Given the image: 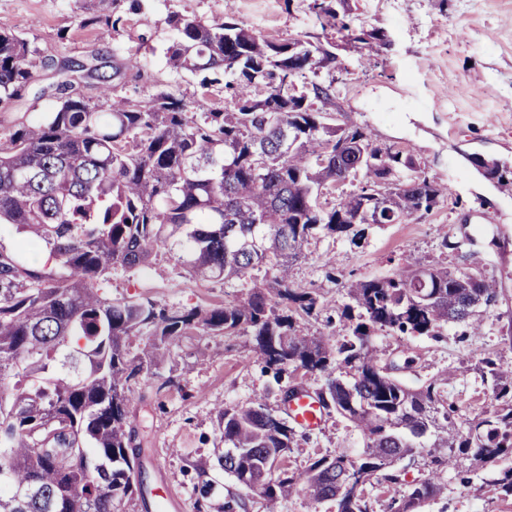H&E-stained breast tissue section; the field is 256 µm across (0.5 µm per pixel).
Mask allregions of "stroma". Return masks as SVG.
<instances>
[{"mask_svg": "<svg viewBox=\"0 0 512 512\" xmlns=\"http://www.w3.org/2000/svg\"><path fill=\"white\" fill-rule=\"evenodd\" d=\"M139 13L118 0L121 21L110 38L78 26L77 0H0V28L23 34L34 59L97 62L103 71L135 55L138 67L113 82L116 95L143 101L167 89L188 100L224 104L223 81L201 88L200 79L166 66L177 13L210 23L233 16L248 29L280 43L302 40L328 50L332 61L305 73L297 92L328 88L322 103L328 123L356 125L376 145L410 160L409 172L445 188L432 211L406 224H374L360 245L334 237L311 241L293 269L295 287L319 295L310 319L315 335L342 337L339 320L346 285L416 264L456 272L478 271L496 295L480 308L478 329L451 324L438 336L378 332L375 344L399 363L397 376L418 386L447 375L448 402L457 419L496 405L485 360L512 366V0H343L339 16L354 29L378 30L387 44L368 56L327 25L313 0H141ZM35 85L0 108V138L22 122L50 111L37 87L53 83L51 68H37ZM112 298H148L161 305L211 308L243 297L246 282L193 279L174 258L159 254L134 273L117 269L104 284ZM243 333L192 332L170 347L133 387V443L141 463L140 488L119 512H267L263 498L217 463L224 445L217 413L264 400L284 415L282 390H313L322 380L286 373L274 378ZM359 433L344 418L324 415L313 431L295 428L286 463L305 468L344 450L358 453ZM495 472L446 474L447 489L424 512H512V497L495 486ZM170 505H162V496Z\"/></svg>", "mask_w": 512, "mask_h": 512, "instance_id": "1", "label": "stroma"}]
</instances>
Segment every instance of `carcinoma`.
<instances>
[{
  "label": "carcinoma",
  "mask_w": 512,
  "mask_h": 512,
  "mask_svg": "<svg viewBox=\"0 0 512 512\" xmlns=\"http://www.w3.org/2000/svg\"><path fill=\"white\" fill-rule=\"evenodd\" d=\"M116 0H84L79 25L104 40L119 19ZM170 68L200 77L221 69L224 107L204 108L161 90L132 103L113 95L96 65L32 58L29 42L0 29V105L21 97L37 65L58 80L38 90L56 107L0 141V224L20 235L19 252L0 250V512H115L136 491L132 385L159 347L192 332L253 336L265 368L324 376L322 406L351 422L362 450L321 457L304 469L281 467L292 428L258 401L219 412L224 471L271 505L293 489L336 512H369L366 488L386 484L388 512H420L445 488L457 457L479 469L512 458V367L485 361L497 408L461 426L448 404L447 378L403 384L394 361L373 345L376 332L434 336L450 323L476 326L475 308L493 302L479 273L414 269L347 284L352 303L340 341L312 336L306 319L317 294L296 288L292 264L312 239L359 245L372 193L389 192L406 224L431 210L445 189L425 178L394 179L399 156L379 159L369 131L330 125L295 90L298 77L330 54L296 40L276 43L232 18L205 23L170 17ZM352 43L378 50L384 35L341 24ZM100 84L90 103L71 74ZM348 147L336 153V142ZM361 176L358 190L325 207L326 186ZM48 251V265L21 254ZM190 277L238 279L246 297L208 309L112 299L99 284L112 270L136 272L161 251ZM264 275H258L259 271ZM149 329L136 356L127 341ZM430 458L426 477L403 494L395 465ZM351 470L357 491L336 497Z\"/></svg>",
  "instance_id": "cac0c4a2"
}]
</instances>
